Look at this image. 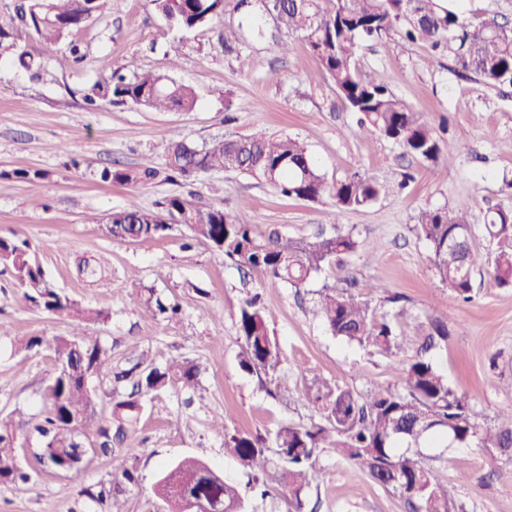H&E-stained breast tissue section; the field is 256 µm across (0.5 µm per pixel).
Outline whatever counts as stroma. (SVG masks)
I'll return each mask as SVG.
<instances>
[{"instance_id": "stroma-1", "label": "stroma", "mask_w": 512, "mask_h": 512, "mask_svg": "<svg viewBox=\"0 0 512 512\" xmlns=\"http://www.w3.org/2000/svg\"><path fill=\"white\" fill-rule=\"evenodd\" d=\"M281 34L266 22L265 36L224 43V24L215 21L185 33L157 14L150 0H112L101 17L70 40L46 44L21 41L44 68L41 80L14 62L0 63V237L27 239L47 279L82 305L109 311L104 322L82 327L86 339L108 351L93 381L103 387L129 358L149 353L155 363L189 359L200 374L196 391L171 388L143 407L129 461L135 483L119 486V512H161L154 488L163 464L197 457L238 489L248 512H291L278 491L261 495L247 470L224 455L225 434L267 435L279 425L319 423L323 415L309 400L313 380L326 379L367 397L377 388L398 389L405 363L421 339L406 335L390 353L332 336L312 311L324 287L348 291L367 302L404 333L400 317L420 321L447 317L450 336L429 353L457 392L468 394L481 426L512 408V288L491 275L496 245L482 224L488 210L512 208V90L484 86L451 54L399 33L359 55L365 68L386 72L393 92L455 151L437 164L420 162L392 140L367 135L339 98L303 40H290L288 54L273 48ZM85 55L75 63L72 45ZM154 70L193 87L198 104L190 112H152L83 101L86 88L119 70ZM261 130L298 140L327 181L354 174L386 187L370 205L337 211L332 199L286 198L264 180L231 172L200 173L179 183L164 178L120 184L100 178L103 169L138 171L144 160L165 168L173 140L199 144L229 134ZM45 171L36 191L11 170ZM411 180H403V173ZM178 194L228 211L245 210L253 223L294 237L350 232L377 249L343 256L303 288L269 286L264 273L225 259L205 241L175 228L162 239L115 241L102 218L137 200L153 210ZM471 207L472 246L477 257L472 302L458 301L439 282L427 243L414 232L423 208ZM97 223H88L89 215ZM99 265L85 278L80 261ZM260 294L270 331L281 353L282 387L244 371L238 354L243 340L239 310ZM178 304L176 316L145 315L141 301ZM71 322L35 308L12 273L0 265V417L19 410L43 411L42 391L55 371L51 353H16V336H67ZM232 416L220 420L224 409ZM410 455L439 469L455 512H512V453L466 445L413 447ZM112 478L108 461L88 458L84 481L48 471L29 483L0 484V512H96L79 494L81 484ZM303 512H409L396 493L375 483L334 449H320Z\"/></svg>"}]
</instances>
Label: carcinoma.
<instances>
[{
	"label": "carcinoma",
	"instance_id": "carcinoma-1",
	"mask_svg": "<svg viewBox=\"0 0 512 512\" xmlns=\"http://www.w3.org/2000/svg\"><path fill=\"white\" fill-rule=\"evenodd\" d=\"M111 0H19L15 15L0 21V60L11 58L38 76V64L21 49L18 39L29 31L46 43L67 38L74 29L99 17ZM155 12L171 25L191 31L209 25L224 15L225 0H150ZM464 0H236L234 10L245 13L238 29L260 35V17L253 11L273 16L277 27L305 41L309 52L332 81L336 92L353 112L361 115V127L399 144L414 158L435 164L445 150L433 130L406 102L390 89L382 72L358 63L363 47L382 39L401 24L405 37L422 39L434 48L453 52L457 63L478 75L487 87L512 88V25L498 16L470 21ZM84 101L131 104L156 112L195 109L198 96L190 86L151 71L127 76L118 71L84 92ZM237 168L242 174L264 180L282 196L319 202L328 197L336 208L366 207L378 199L383 186L369 177L354 175L328 182L307 150L288 136H270L262 131L228 135L196 145L175 140L168 145L167 178L187 179L198 173ZM158 175L144 166L136 175L124 170L104 169V182H148ZM470 208L461 203L451 208L420 211L416 234L430 245V261L439 281L464 301L472 299L476 257L472 250ZM185 226L192 237L204 240L224 257L264 273L273 284L302 288L325 266L341 255L354 252L359 241L350 233L291 237L264 232L248 214L174 195L156 210L142 208L135 200L112 212L106 233L114 240H155ZM485 232L496 241L492 275L500 287H512V209L495 208L485 215ZM463 239L465 255L448 251V242ZM0 264L9 268L25 288L24 297L37 309L63 314L76 323L70 336H15L17 352L43 348L56 360L54 375L47 384L40 414H23L0 419V484L27 483L29 469L18 460L21 439L35 438L36 464L43 470L75 480L86 457L80 448L96 445L94 456L112 464V475L132 482L134 473L127 462L133 449L123 447L129 433L136 431L143 401L170 386L191 389L198 385L199 369L187 359H172L157 365L144 357L129 368L114 373V381L134 379L132 391L121 393L107 387L102 395L111 404L104 416L87 390L86 380L100 370L108 352L89 342L81 332L83 322H104L109 313L81 306L61 295L47 281L31 255L28 240L0 237ZM318 313L332 335L361 347L390 352L399 346L401 335L384 315L351 294L327 289L317 302ZM238 328L243 339L240 367L271 381L279 379L282 356L270 335L259 296L240 307ZM424 337L420 351L403 368L401 389L381 388L361 401L352 391L336 383L317 380L311 398L323 411L325 423L302 426L283 424L269 437L235 432L224 439V454L264 476L274 469L272 480L294 512L304 508V493L314 478L318 450L332 448L340 457L362 468L377 484L398 493L410 512H451L442 476L419 460L399 451L403 445L419 446L425 440L446 438L466 444L479 437L485 448L512 449V408L499 417L497 425L479 428L469 397L448 385V379L428 357V352L448 340V318L409 326ZM436 420L437 429L427 421ZM276 448L279 462L267 455ZM115 489L104 483L88 486L79 494L97 504L112 501ZM155 495L169 503L168 512H178L171 496L204 498L208 512H246L237 488L203 461L186 456L164 466Z\"/></svg>",
	"mask_w": 512,
	"mask_h": 512
}]
</instances>
